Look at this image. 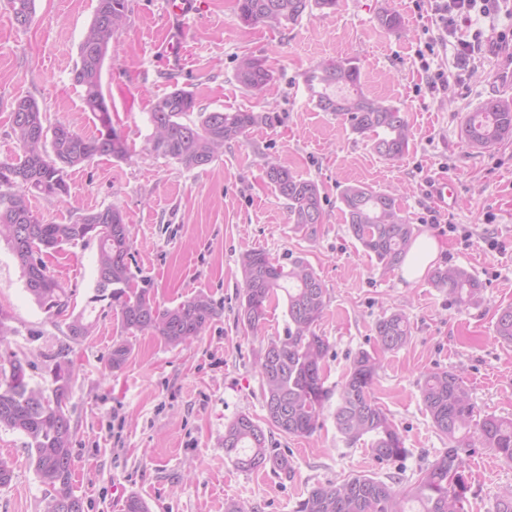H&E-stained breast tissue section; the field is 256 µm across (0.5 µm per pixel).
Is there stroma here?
<instances>
[{
  "mask_svg": "<svg viewBox=\"0 0 512 512\" xmlns=\"http://www.w3.org/2000/svg\"><path fill=\"white\" fill-rule=\"evenodd\" d=\"M201 2L183 24L182 66L174 71L167 66V0H128L127 24L103 65L102 91L131 155L94 157L70 170L67 196L39 197L33 206L52 224L122 208L132 228L135 278L148 280L163 307L205 292L217 303V316L201 336L178 346L151 334L126 336L111 312L100 316L91 336L75 341L66 320L48 318L29 296L17 259L1 245L0 309L10 315L13 332L0 353H25L31 384L46 388V353L68 350L75 368L67 403L74 484L85 512H123L126 495L143 498L151 512H224L232 500L251 512H298L314 483L363 474L406 489L448 446L421 399L425 374L457 371L478 415L512 418V344L495 332L496 308L512 305V139L477 153L460 136L466 115L498 94L491 47L499 31L512 28V0H500L489 15L473 13L471 24L461 27L460 37L476 44L474 63L458 62L455 40L437 44L429 62L446 83L435 89L415 55L432 25L429 0L419 7L413 0H337L333 11L316 10L278 29L242 24L235 0ZM96 6L97 0H35V20L24 29L8 0H0V160L18 151L10 122L18 97L35 99L49 122L93 133L73 69ZM387 9L401 18L397 31L379 22ZM246 56L263 60L273 73L262 91L246 90L237 79ZM336 57L356 58L362 91L404 112L412 138L399 160L376 154L346 120L311 99L306 76ZM176 88L194 93L204 111L250 110L267 121L225 144L211 164L184 169L150 154L147 144L155 101ZM277 158L321 189L324 221L315 235L294 231L285 202L267 182L266 164ZM443 177L455 185L445 210L430 193ZM351 184L396 192L411 224L441 245L439 265L462 266L483 282L482 302L458 308L429 279L410 283L400 269H378L346 230L340 194ZM254 247L284 264L306 259L328 290L316 331L329 343L330 396L315 433L273 434L291 462L287 474L241 470L224 451V430L235 417L266 419L258 360L288 322L281 301L272 303L259 332L237 320V257ZM97 253L93 243L68 245L48 259L55 277L75 289L77 306L92 292ZM394 311L406 314L411 335L403 348L383 354L375 323ZM122 341L131 355L116 370L109 358ZM361 350L380 355L372 396L407 449L389 464H377L364 442L347 444L336 430L339 388ZM24 441L0 429V456L13 463L10 484L0 487V512L41 510L44 488ZM462 456L467 512H494L500 498L512 495V463L478 445Z\"/></svg>",
  "mask_w": 512,
  "mask_h": 512,
  "instance_id": "1",
  "label": "stroma"
}]
</instances>
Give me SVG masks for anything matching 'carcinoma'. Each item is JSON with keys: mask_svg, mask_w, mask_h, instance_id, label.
I'll return each mask as SVG.
<instances>
[{"mask_svg": "<svg viewBox=\"0 0 512 512\" xmlns=\"http://www.w3.org/2000/svg\"><path fill=\"white\" fill-rule=\"evenodd\" d=\"M15 23L27 28L34 22L35 0H9ZM237 17L245 25L286 27L296 24L317 8L333 9L336 0H236ZM128 18V0H98L93 20L79 46L80 63L73 81L83 90L84 111L93 115L96 134L74 131L68 124L45 125L46 117L32 98L15 104L24 116L11 112V131L20 152L0 160V241L18 259L27 292L50 318L69 317V336L83 339L96 323L88 315L96 304L108 301L115 309L121 331L134 336L151 332L177 346L199 336L217 316L218 307L199 292L179 304L160 308L145 285L138 287L130 271L131 229L116 206L87 211L69 224L45 222L32 209L30 196L59 197L68 194V170L95 156L127 158V139L112 124V110L102 91V68L114 34ZM238 81L248 90H261L273 78L265 64L252 57L241 59ZM316 105L349 122L354 133L370 138L372 149L395 161L408 149L411 130L401 109L369 97L360 88V69L353 59H329L307 76ZM197 107L194 95L176 89L158 99L151 112V152L173 160L187 170L206 166L224 153V144L235 142L247 130L266 122L261 113L237 110L198 113L197 121L183 118ZM466 145L487 150L512 138V102L487 100L471 112L461 128ZM269 185L288 208L294 230L312 235L323 223L318 184L298 177L288 161L266 164ZM348 231L373 256L383 272L402 263L414 238L415 227L402 214L391 192L350 185L340 195ZM97 242V279L85 307L74 313L72 294L51 274L48 255L64 245ZM242 288L237 320L251 330L265 322L267 304L283 297L288 324L285 334L268 341L265 359L258 361L268 424L282 434L310 436L321 426L325 400L324 363L329 349L316 327L327 306V288L303 259L288 265L273 259L264 249L252 248L238 258ZM111 287H101V280ZM432 285L448 293L457 307L477 305L483 283L467 269L446 265L436 268ZM495 332L512 344V306L497 309ZM377 343L384 352L400 350L408 342L410 324L395 311L377 320ZM129 346H112L110 365L121 368ZM53 388L51 393L30 384L28 361L15 352L0 357V428L21 433L25 451L40 483L45 486L41 512H85L84 501L73 486V430L66 415L72 361L60 349L46 355ZM380 368L379 357L360 351L352 359L342 383L335 413L336 429L348 444L370 438L368 448L379 464L402 458L406 448L387 413L372 398ZM421 399L433 426L453 445L445 449L411 487L398 491L393 483L356 475L340 481L317 483L299 504L298 512H465L464 459L456 433L476 422L477 440L484 448L512 462V419L487 414L474 420L475 406L462 377L449 370L431 372L420 384ZM224 451L234 456L244 471L267 467L287 473L288 457L272 448L271 435L247 414L238 415L224 431Z\"/></svg>", "mask_w": 512, "mask_h": 512, "instance_id": "1", "label": "carcinoma"}]
</instances>
